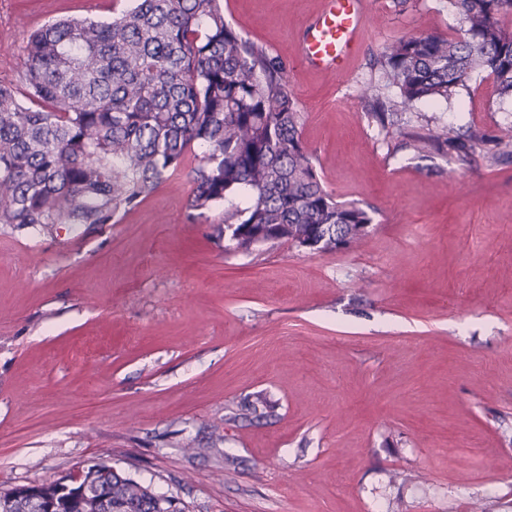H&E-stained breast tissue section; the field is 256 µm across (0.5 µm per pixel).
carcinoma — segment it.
<instances>
[{
  "instance_id": "carcinoma-1",
  "label": "carcinoma",
  "mask_w": 512,
  "mask_h": 512,
  "mask_svg": "<svg viewBox=\"0 0 512 512\" xmlns=\"http://www.w3.org/2000/svg\"><path fill=\"white\" fill-rule=\"evenodd\" d=\"M462 26L384 48L381 77L398 107L447 98L482 69L512 99V0H448ZM21 92L0 82V227L52 234L110 224L192 161L187 217L198 221L244 190L250 205L213 234L232 250L288 243L312 253L361 244L369 214L327 191L300 137L280 62L236 32L220 0H130L110 20L60 19L24 48ZM425 153L445 130L408 134ZM42 482L0 496V512H179L174 500L118 470Z\"/></svg>"
}]
</instances>
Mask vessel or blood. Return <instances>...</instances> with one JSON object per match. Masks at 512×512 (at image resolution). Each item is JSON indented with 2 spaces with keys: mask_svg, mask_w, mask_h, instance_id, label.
<instances>
[{
  "mask_svg": "<svg viewBox=\"0 0 512 512\" xmlns=\"http://www.w3.org/2000/svg\"><path fill=\"white\" fill-rule=\"evenodd\" d=\"M368 18V0H323L299 40L298 58L312 69L345 80L347 63L366 35Z\"/></svg>",
  "mask_w": 512,
  "mask_h": 512,
  "instance_id": "obj_1",
  "label": "vessel or blood"
}]
</instances>
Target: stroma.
<instances>
[{
	"label": "stroma",
	"mask_w": 512,
	"mask_h": 512,
	"mask_svg": "<svg viewBox=\"0 0 512 512\" xmlns=\"http://www.w3.org/2000/svg\"><path fill=\"white\" fill-rule=\"evenodd\" d=\"M283 64L326 188L361 247L225 251L247 194L190 221L186 173L99 228L0 229V491L102 462L180 512H512V157L418 154L405 132L512 124L487 72L382 126L384 47L455 36L448 0H371L339 82L295 57L322 0H223ZM113 0H0V80L59 18ZM473 449L475 462L465 460Z\"/></svg>",
	"instance_id": "obj_1"
}]
</instances>
